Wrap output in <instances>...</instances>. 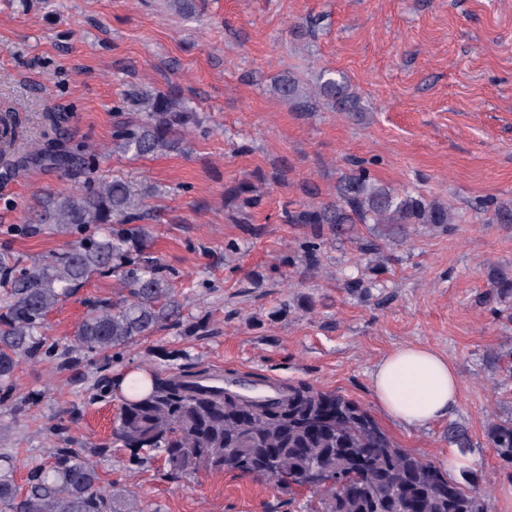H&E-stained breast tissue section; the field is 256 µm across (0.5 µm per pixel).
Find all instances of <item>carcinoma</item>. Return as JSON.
<instances>
[{
  "label": "carcinoma",
  "instance_id": "1",
  "mask_svg": "<svg viewBox=\"0 0 512 512\" xmlns=\"http://www.w3.org/2000/svg\"><path fill=\"white\" fill-rule=\"evenodd\" d=\"M319 95L351 111L356 103L336 73L323 71ZM283 96L307 109L312 97L288 79ZM134 116L114 124L112 141L135 157L181 151L183 137L201 117L172 86L138 99ZM98 152L85 142L69 149L39 145L27 163L55 169L62 178L87 180L81 192L35 197L37 224L72 237L66 250L29 268L0 252V285L8 287L0 307V391L12 389L18 363L55 356L47 343L46 317L75 287L95 274L117 278L124 292L89 306L74 335L76 345L110 365L142 336L170 327L187 336L208 332V322H185L170 272L147 256L150 234L140 225L143 201L119 179L96 181ZM289 224H314L336 237L353 238L359 224L378 225V235L404 238L411 224H452L455 214L435 198L413 196L381 184L361 168L346 175L336 200L315 208L285 210ZM498 299L512 303V275L489 276ZM122 400L108 443L139 466L161 457L178 480L201 472H237L260 477L279 491L301 485L303 474L320 469L334 483L324 486L318 512H491L476 490L448 476L418 453L399 447L356 401L308 384L242 387L210 368L148 372ZM487 439L502 461L512 463V419L493 422ZM276 456L277 469L267 461ZM14 461L0 458V512H143L137 497L103 485L84 448H58L52 461L29 468L19 495Z\"/></svg>",
  "mask_w": 512,
  "mask_h": 512
}]
</instances>
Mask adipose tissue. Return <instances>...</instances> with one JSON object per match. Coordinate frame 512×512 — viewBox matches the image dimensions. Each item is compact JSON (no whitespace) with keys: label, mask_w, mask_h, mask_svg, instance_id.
<instances>
[{"label":"adipose tissue","mask_w":512,"mask_h":512,"mask_svg":"<svg viewBox=\"0 0 512 512\" xmlns=\"http://www.w3.org/2000/svg\"><path fill=\"white\" fill-rule=\"evenodd\" d=\"M379 411L409 429L448 416L461 394V379L447 356L425 345H403L379 359L371 371Z\"/></svg>","instance_id":"adipose-tissue-1"}]
</instances>
